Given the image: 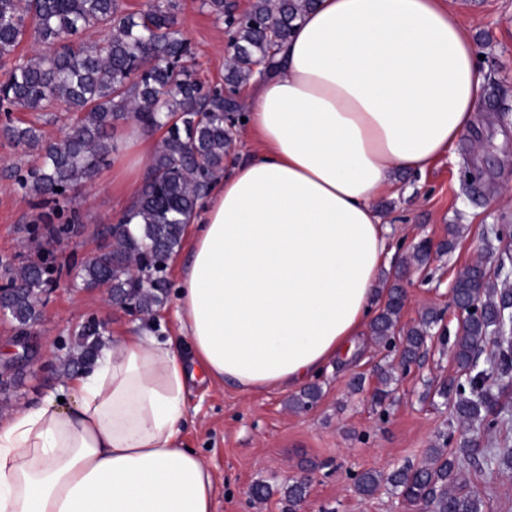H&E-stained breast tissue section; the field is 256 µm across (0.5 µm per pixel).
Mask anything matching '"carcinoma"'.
<instances>
[{"mask_svg":"<svg viewBox=\"0 0 512 512\" xmlns=\"http://www.w3.org/2000/svg\"><path fill=\"white\" fill-rule=\"evenodd\" d=\"M315 0H257L253 10L234 28L235 54L225 81L232 87L247 82L259 67L276 66L278 46L288 38L296 20ZM172 4L154 0L141 13L125 11L122 0H0V101L26 110H46L57 104L80 117L56 140L47 142L34 125L19 126L7 120L0 133L15 143L36 148L41 163L15 175L19 186L43 208L40 221L46 235L62 239L73 233L80 218L63 217L60 199L81 182L90 180L116 151L112 132L133 117L164 138L140 190L135 211L123 226L108 230L110 243L95 257L68 266L75 281L85 288L106 287L112 301L132 303L139 314L151 316L162 308L170 283L159 260L171 259L181 246L187 218L201 196L224 169L232 147L225 113L234 102L224 97V87L205 88L186 67L175 70L174 60L189 56L187 42L177 28ZM91 27L112 31L92 46L73 47L69 37ZM34 31L44 50L28 59L14 53L28 31ZM432 247L416 246L411 260L419 266L431 258ZM61 266L50 251L20 268L5 266L12 288L0 294V310L23 329L40 315V295L56 280ZM387 285L385 301L371 322L378 341L403 337L400 365L407 369L439 322L430 311L412 326L400 325L403 289L398 280ZM454 297L473 304L455 336L453 355L461 376L454 381V410L460 419L479 421L491 433L499 427L495 395L486 380L470 376L478 368V354L501 329L509 328L512 290L499 288L478 264L466 266L452 286ZM77 352L68 364L83 369L92 364L102 345V334L89 325L77 332ZM492 359L501 386L512 378V345L496 347ZM320 390L311 386L293 399L298 410L317 401ZM460 451L469 459L491 463L495 454L476 440H463ZM431 464L403 467L384 477L375 472L356 476L355 486L365 496L386 483L427 512H481L479 496L464 490L460 463L441 448L431 449Z\"/></svg>","mask_w":512,"mask_h":512,"instance_id":"cac0c4a2","label":"carcinoma"}]
</instances>
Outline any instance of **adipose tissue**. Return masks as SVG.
I'll return each instance as SVG.
<instances>
[{
  "label": "adipose tissue",
  "instance_id": "obj_1",
  "mask_svg": "<svg viewBox=\"0 0 512 512\" xmlns=\"http://www.w3.org/2000/svg\"><path fill=\"white\" fill-rule=\"evenodd\" d=\"M254 73L246 129L191 216L176 333L113 337L44 398L0 420V512H214L215 478L187 449L186 389L247 395L304 384L351 357L393 256L374 200L424 173L471 127L483 80L443 0H316ZM130 186L152 154L125 138Z\"/></svg>",
  "mask_w": 512,
  "mask_h": 512
}]
</instances>
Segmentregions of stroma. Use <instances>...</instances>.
<instances>
[{"mask_svg": "<svg viewBox=\"0 0 512 512\" xmlns=\"http://www.w3.org/2000/svg\"><path fill=\"white\" fill-rule=\"evenodd\" d=\"M178 27L191 48L195 78L223 83L234 53L223 20L203 0H172ZM480 54L484 96L473 127L448 155L421 176H395L394 189L378 197L374 207L391 228L397 257L410 254L421 240L439 244L449 238V225L459 232L450 252L432 255L428 264L411 268L402 325L417 324L426 310L446 313V335H432L423 356L409 370L399 367V351L361 338V353L348 362L325 367L313 382L321 397L306 411L291 401L299 388H278L256 396L223 383H190L184 441L197 449L216 478L215 512H421L392 487L361 496L353 476L365 471L389 474L401 467L427 464L430 449L440 447L443 433L472 438L485 448H512V393L501 396L500 430L484 433L479 422L461 421L452 399L442 391L457 376L450 354L459 329L446 307L445 287L476 255L495 261L507 247L496 227L512 224V0H446ZM116 154L95 177L71 191L66 209L81 218L80 228L56 248L59 264L70 254L90 257L107 240L102 230L114 223L127 197L112 180ZM36 151L0 136V265L36 259L46 248L32 228L40 214L12 177V170L36 165ZM105 326L104 342L137 329L171 334L166 309L150 317H132L112 306L106 289L73 285L62 276L57 290L41 308L31 328L33 357L23 369L14 406H27L65 392L63 362L76 349V332L87 319ZM391 373V394L376 404L373 394L384 373ZM468 490L483 502V512H512V465L464 463ZM311 481L305 498L289 505L285 491L291 476ZM268 496L256 497L259 485Z\"/></svg>", "mask_w": 512, "mask_h": 512, "instance_id": "stroma-1", "label": "stroma"}]
</instances>
